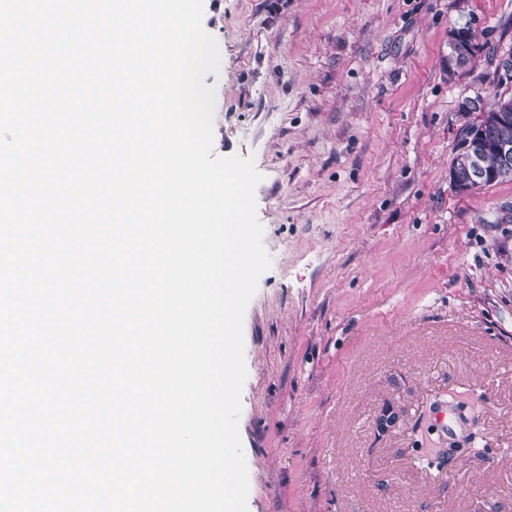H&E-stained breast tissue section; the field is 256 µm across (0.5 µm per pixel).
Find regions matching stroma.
Instances as JSON below:
<instances>
[{
  "instance_id": "1",
  "label": "stroma",
  "mask_w": 512,
  "mask_h": 512,
  "mask_svg": "<svg viewBox=\"0 0 512 512\" xmlns=\"http://www.w3.org/2000/svg\"><path fill=\"white\" fill-rule=\"evenodd\" d=\"M203 5L212 152L253 157L271 257L243 319L247 512H512V181H450L459 102L512 94L488 56L512 0ZM460 27L480 50L452 68Z\"/></svg>"
}]
</instances>
